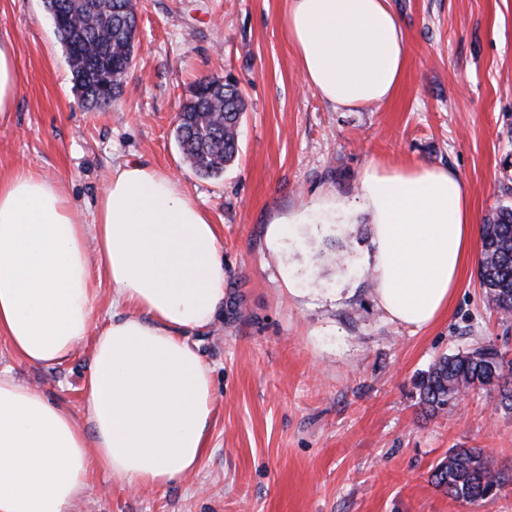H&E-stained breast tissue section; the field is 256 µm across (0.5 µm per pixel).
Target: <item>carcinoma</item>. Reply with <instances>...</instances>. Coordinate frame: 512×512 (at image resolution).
Returning a JSON list of instances; mask_svg holds the SVG:
<instances>
[{"mask_svg": "<svg viewBox=\"0 0 512 512\" xmlns=\"http://www.w3.org/2000/svg\"><path fill=\"white\" fill-rule=\"evenodd\" d=\"M48 12L64 13L60 39L65 47L79 102L87 108L112 106L101 85L112 76L120 88L124 65L134 50L132 0H46ZM244 101L238 87L220 79L189 85L177 117L175 139L197 173L218 178L239 154ZM480 278L489 301L512 316V208L500 209L482 227ZM419 402L435 414L452 410L461 394L496 390L512 409V360L496 344H479L463 353L442 356L416 383ZM436 487L449 497L474 504L493 497L512 476L495 468L481 448H454L433 469Z\"/></svg>", "mask_w": 512, "mask_h": 512, "instance_id": "cac0c4a2", "label": "carcinoma"}]
</instances>
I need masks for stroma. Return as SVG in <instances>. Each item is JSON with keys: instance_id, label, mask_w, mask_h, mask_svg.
I'll use <instances>...</instances> for the list:
<instances>
[{"instance_id": "1", "label": "stroma", "mask_w": 512, "mask_h": 512, "mask_svg": "<svg viewBox=\"0 0 512 512\" xmlns=\"http://www.w3.org/2000/svg\"><path fill=\"white\" fill-rule=\"evenodd\" d=\"M133 65L112 107L88 110L44 0H0L23 80L0 123V172L34 167L90 212L116 166L175 174L218 224L224 302L189 341L215 394L201 465L164 489L92 472L70 512H512V482L470 505L437 488L454 448H481L512 473V410L496 391L431 414L417 378L444 355L493 340L512 359V318L480 284L474 241L446 315L422 330L391 322L372 278L376 243L361 199L371 162L447 168L475 224L512 207V0H392L409 62L394 97L354 112L309 89L281 19L288 0H135ZM236 81L240 153L198 175L174 139L185 88ZM286 227L272 240L271 224ZM84 341L57 367H0L85 422Z\"/></svg>"}]
</instances>
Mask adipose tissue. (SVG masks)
Returning <instances> with one entry per match:
<instances>
[{"label": "adipose tissue", "mask_w": 512, "mask_h": 512, "mask_svg": "<svg viewBox=\"0 0 512 512\" xmlns=\"http://www.w3.org/2000/svg\"><path fill=\"white\" fill-rule=\"evenodd\" d=\"M307 86L333 109L388 101L408 65L389 0H289L282 18ZM22 83L0 40V122ZM376 241V300L417 329L447 311L476 226L463 182L447 169L368 166L361 178ZM104 275L132 315L95 326ZM224 302L220 230L173 175L140 163L112 172L91 212L28 169L0 174V337L37 366L67 363L93 338L81 429L64 403L0 369V512H69L98 470L165 488L209 446L211 369L188 341Z\"/></svg>", "instance_id": "adipose-tissue-1"}]
</instances>
